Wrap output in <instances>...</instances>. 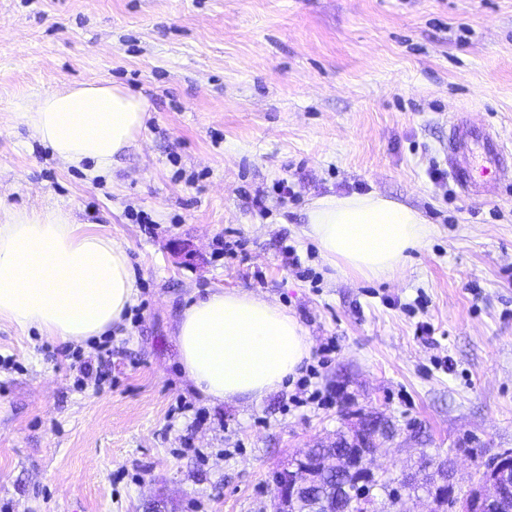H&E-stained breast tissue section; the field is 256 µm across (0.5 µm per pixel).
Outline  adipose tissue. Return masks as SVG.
<instances>
[{"label":"adipose tissue","mask_w":512,"mask_h":512,"mask_svg":"<svg viewBox=\"0 0 512 512\" xmlns=\"http://www.w3.org/2000/svg\"><path fill=\"white\" fill-rule=\"evenodd\" d=\"M149 101L102 79L62 86L24 106L22 122L66 165L108 173L145 127ZM306 233L332 264L393 278L432 233L418 211L376 193L311 201ZM135 296L127 252L111 237L82 232L70 210L0 214V322L82 343L123 321ZM175 334L183 372L214 402L261 399L310 355L298 320L250 292L208 289L184 308Z\"/></svg>","instance_id":"adipose-tissue-1"}]
</instances>
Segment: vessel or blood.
Masks as SVG:
<instances>
[{"mask_svg": "<svg viewBox=\"0 0 512 512\" xmlns=\"http://www.w3.org/2000/svg\"><path fill=\"white\" fill-rule=\"evenodd\" d=\"M444 154L449 175L466 197H498L499 180L512 176V152L486 122L456 116L448 125Z\"/></svg>", "mask_w": 512, "mask_h": 512, "instance_id": "1", "label": "vessel or blood"}]
</instances>
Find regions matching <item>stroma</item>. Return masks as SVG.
<instances>
[{
	"label": "stroma",
	"instance_id": "stroma-1",
	"mask_svg": "<svg viewBox=\"0 0 512 512\" xmlns=\"http://www.w3.org/2000/svg\"><path fill=\"white\" fill-rule=\"evenodd\" d=\"M100 79L151 109L91 180L18 113ZM460 113L512 149V0H0V206L71 209L125 247L136 286L122 324L76 349L0 323V512H274V472L357 410L394 425L377 471L424 452L474 485L475 456L512 449V186L430 181ZM368 192L434 228L392 281L332 269L304 232L313 198ZM210 288L296 317L307 388H193L175 328Z\"/></svg>",
	"mask_w": 512,
	"mask_h": 512
}]
</instances>
